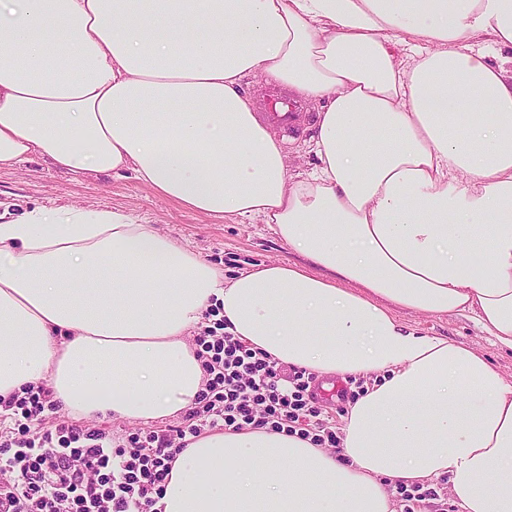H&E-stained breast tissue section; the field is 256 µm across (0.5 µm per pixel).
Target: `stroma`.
Returning a JSON list of instances; mask_svg holds the SVG:
<instances>
[{"mask_svg":"<svg viewBox=\"0 0 512 512\" xmlns=\"http://www.w3.org/2000/svg\"><path fill=\"white\" fill-rule=\"evenodd\" d=\"M41 207L85 212L114 209L188 245L225 278L259 264L299 263L303 257L260 221L216 219L180 206L138 181L133 172L76 175L33 157L0 172V215L16 219ZM398 320L425 336H443L476 349L512 383V351L501 349L469 314H422L399 309Z\"/></svg>","mask_w":512,"mask_h":512,"instance_id":"35a3bbf8","label":"stroma"}]
</instances>
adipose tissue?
Instances as JSON below:
<instances>
[{
	"label": "adipose tissue",
	"mask_w": 512,
	"mask_h": 512,
	"mask_svg": "<svg viewBox=\"0 0 512 512\" xmlns=\"http://www.w3.org/2000/svg\"><path fill=\"white\" fill-rule=\"evenodd\" d=\"M510 63L512 0H0V171L129 170L306 259L228 280L113 211L0 224V398L44 381L74 415L173 416L204 386L184 336L215 298L234 336L365 392L339 456L199 436L164 512H397L389 485L442 477L462 512H512V384L393 314L471 312L512 350ZM258 78L320 103L310 172L256 117Z\"/></svg>",
	"instance_id": "adipose-tissue-1"
}]
</instances>
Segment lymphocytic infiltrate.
Returning <instances> with one entry per match:
<instances>
[{
	"label": "lymphocytic infiltrate",
	"mask_w": 512,
	"mask_h": 512,
	"mask_svg": "<svg viewBox=\"0 0 512 512\" xmlns=\"http://www.w3.org/2000/svg\"><path fill=\"white\" fill-rule=\"evenodd\" d=\"M193 338L205 387L181 425L143 428L128 444L110 432L50 422L58 402L47 383L0 401L14 422L0 432V512H161L158 502L177 455L204 430L247 427L338 447L311 391L313 373L285 369L227 329L215 302Z\"/></svg>",
	"instance_id": "obj_1"
}]
</instances>
